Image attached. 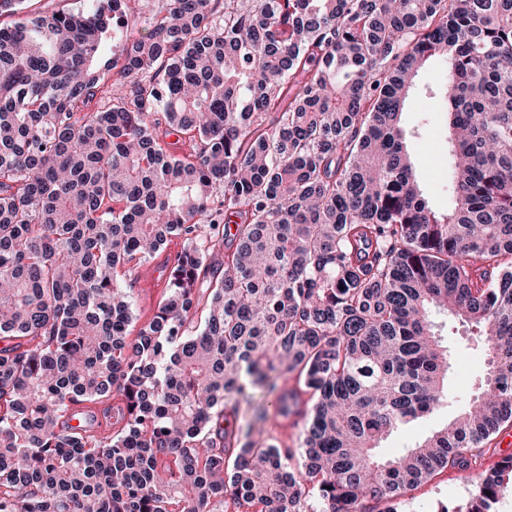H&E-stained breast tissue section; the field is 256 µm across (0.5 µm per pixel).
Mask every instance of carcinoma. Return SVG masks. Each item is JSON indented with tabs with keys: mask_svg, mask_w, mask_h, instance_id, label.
<instances>
[{
	"mask_svg": "<svg viewBox=\"0 0 512 512\" xmlns=\"http://www.w3.org/2000/svg\"><path fill=\"white\" fill-rule=\"evenodd\" d=\"M23 2L0 0V512H397L488 452L512 423V0ZM414 89L448 102L444 214L403 142ZM434 309L487 373L381 457L451 400ZM256 390L285 419L311 396L300 450L261 406L242 423ZM114 397L122 423L71 424ZM509 494L512 454L435 512ZM182 243L180 240H171L164 249L160 250L153 259L146 263L138 278L133 283L135 297L134 313L139 318L136 327L150 319L159 302L162 299L163 284L159 278L160 271L171 266V262L177 252H180ZM154 272H158V278H152ZM434 331L447 347L450 359L448 371L449 385L458 402L443 406L425 420L408 426L405 430L392 434L382 443L380 452L389 453L399 448H407L433 430L439 429L457 413L460 401L474 396L480 379L487 372L486 359L480 349L469 340L466 328L451 316L433 312Z\"/></svg>",
	"mask_w": 512,
	"mask_h": 512,
	"instance_id": "obj_1",
	"label": "carcinoma"
}]
</instances>
